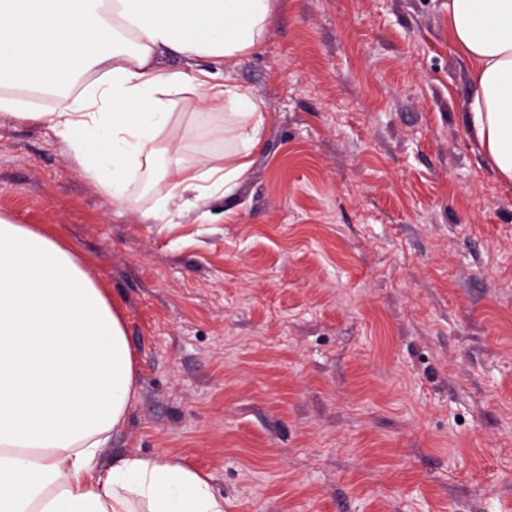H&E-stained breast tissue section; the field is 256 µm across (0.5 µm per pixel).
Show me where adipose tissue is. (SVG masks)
<instances>
[{"mask_svg": "<svg viewBox=\"0 0 512 512\" xmlns=\"http://www.w3.org/2000/svg\"><path fill=\"white\" fill-rule=\"evenodd\" d=\"M274 0H0V84L55 90L66 106L43 115L0 94V113L50 119L81 171L118 205L134 207V173L180 151L176 108L210 120L224 151L208 164L155 168L170 204L231 194L263 141L259 100L227 69L265 39ZM448 31L471 63L466 126L512 183V0H448ZM169 52L209 60L161 66ZM137 400L135 365L118 306L74 251L0 216V512H224L210 475L169 457L132 454L100 464L111 432Z\"/></svg>", "mask_w": 512, "mask_h": 512, "instance_id": "adipose-tissue-1", "label": "adipose tissue"}]
</instances>
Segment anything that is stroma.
Here are the masks:
<instances>
[{
	"label": "stroma",
	"instance_id": "obj_1",
	"mask_svg": "<svg viewBox=\"0 0 512 512\" xmlns=\"http://www.w3.org/2000/svg\"><path fill=\"white\" fill-rule=\"evenodd\" d=\"M265 112L231 196L113 204L0 115V215L120 306L138 399L100 462L168 455L224 512H512V183L470 135L448 0H276L233 69ZM184 160L223 152L180 105Z\"/></svg>",
	"mask_w": 512,
	"mask_h": 512
}]
</instances>
